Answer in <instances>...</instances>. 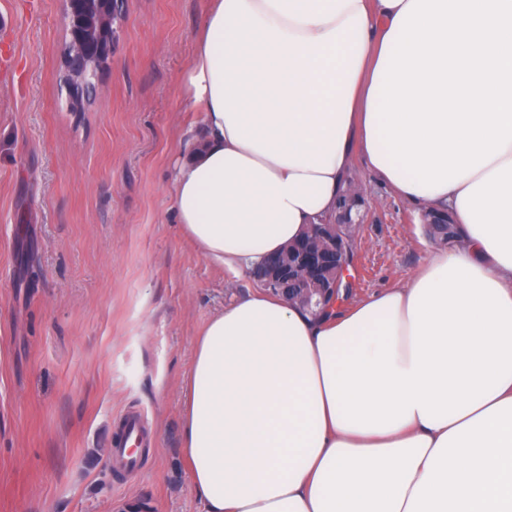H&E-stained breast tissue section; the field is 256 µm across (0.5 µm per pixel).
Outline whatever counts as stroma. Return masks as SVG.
<instances>
[{
  "label": "stroma",
  "instance_id": "stroma-1",
  "mask_svg": "<svg viewBox=\"0 0 512 512\" xmlns=\"http://www.w3.org/2000/svg\"><path fill=\"white\" fill-rule=\"evenodd\" d=\"M0 0V512H200L181 455L197 333L257 288L207 261L170 182L204 114L182 97L207 0H124L85 112L56 78L61 0ZM367 196L352 299L406 281L435 249L410 206L354 160ZM154 441L112 476L127 412Z\"/></svg>",
  "mask_w": 512,
  "mask_h": 512
}]
</instances>
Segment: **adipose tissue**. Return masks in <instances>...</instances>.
I'll return each instance as SVG.
<instances>
[{
    "label": "adipose tissue",
    "instance_id": "ef3b65f1",
    "mask_svg": "<svg viewBox=\"0 0 512 512\" xmlns=\"http://www.w3.org/2000/svg\"><path fill=\"white\" fill-rule=\"evenodd\" d=\"M176 220L246 273L335 217L354 159L454 248L313 313L267 291L195 340L203 512H512V0H212Z\"/></svg>",
    "mask_w": 512,
    "mask_h": 512
}]
</instances>
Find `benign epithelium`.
Listing matches in <instances>:
<instances>
[{"label":"benign epithelium","instance_id":"1","mask_svg":"<svg viewBox=\"0 0 512 512\" xmlns=\"http://www.w3.org/2000/svg\"><path fill=\"white\" fill-rule=\"evenodd\" d=\"M66 41L60 57V81L66 86L74 111L92 98L99 76L112 59L115 25L121 19L123 0H63ZM295 260L283 257L263 264L257 281L291 305L312 308L338 293L342 281L330 280L341 267L349 276V256L354 248V224L340 217L334 225L313 224L293 243Z\"/></svg>","mask_w":512,"mask_h":512}]
</instances>
